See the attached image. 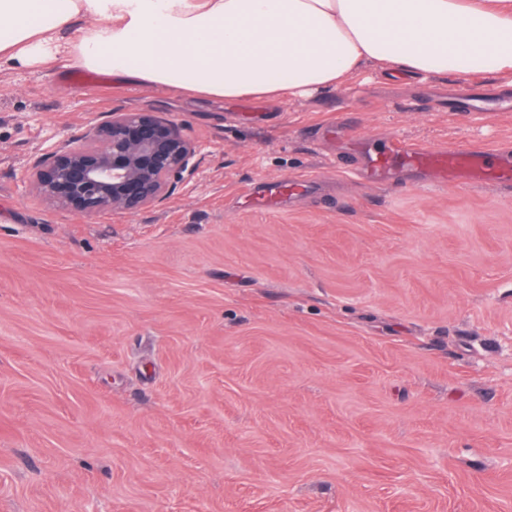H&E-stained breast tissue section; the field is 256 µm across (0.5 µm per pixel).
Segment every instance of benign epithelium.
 Here are the masks:
<instances>
[{
    "instance_id": "obj_1",
    "label": "benign epithelium",
    "mask_w": 512,
    "mask_h": 512,
    "mask_svg": "<svg viewBox=\"0 0 512 512\" xmlns=\"http://www.w3.org/2000/svg\"><path fill=\"white\" fill-rule=\"evenodd\" d=\"M200 146L153 112H124L64 144L47 146L33 184L48 203L93 215L135 213L165 201L198 172Z\"/></svg>"
}]
</instances>
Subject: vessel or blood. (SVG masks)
Segmentation results:
<instances>
[{"label": "vessel or blood", "instance_id": "b4317fda", "mask_svg": "<svg viewBox=\"0 0 512 512\" xmlns=\"http://www.w3.org/2000/svg\"><path fill=\"white\" fill-rule=\"evenodd\" d=\"M498 107L499 103L494 98L464 88L460 90L451 109L481 117L497 111ZM354 158V172L378 183L387 182L389 174L397 168L421 170L438 179L465 185L505 182L512 178V161L492 149H430L405 141H394L387 150L376 153L356 148ZM290 188L288 181H276L256 191L255 198L260 206L273 208L288 194Z\"/></svg>", "mask_w": 512, "mask_h": 512}]
</instances>
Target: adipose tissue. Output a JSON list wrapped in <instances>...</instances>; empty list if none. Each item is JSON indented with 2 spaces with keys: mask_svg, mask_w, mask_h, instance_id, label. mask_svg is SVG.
<instances>
[{
  "mask_svg": "<svg viewBox=\"0 0 512 512\" xmlns=\"http://www.w3.org/2000/svg\"><path fill=\"white\" fill-rule=\"evenodd\" d=\"M87 19L79 37L60 31ZM200 97L275 103L368 67L512 74V0H0V62L61 60Z\"/></svg>",
  "mask_w": 512,
  "mask_h": 512,
  "instance_id": "obj_1",
  "label": "adipose tissue"
}]
</instances>
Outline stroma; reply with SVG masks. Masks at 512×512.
Instances as JSON below:
<instances>
[{
  "label": "stroma",
  "instance_id": "35a3bbf8",
  "mask_svg": "<svg viewBox=\"0 0 512 512\" xmlns=\"http://www.w3.org/2000/svg\"><path fill=\"white\" fill-rule=\"evenodd\" d=\"M68 66L0 67V512H512V186L348 171L381 148L512 153V110L350 76L276 104ZM114 112L202 146L187 188L85 216L29 186L41 150ZM315 177L255 207L242 190ZM499 105L500 103L497 100L486 94L463 88L460 90L449 111L469 112L477 115L476 118H480L481 116L488 115L490 112H496Z\"/></svg>",
  "mask_w": 512,
  "mask_h": 512
}]
</instances>
